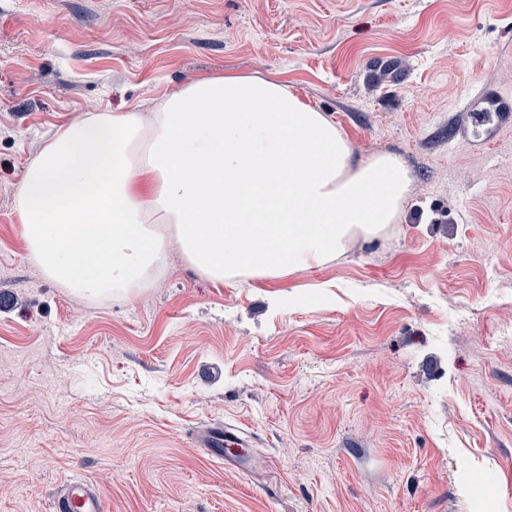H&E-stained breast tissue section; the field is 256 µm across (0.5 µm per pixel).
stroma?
I'll use <instances>...</instances> for the list:
<instances>
[{
  "mask_svg": "<svg viewBox=\"0 0 512 512\" xmlns=\"http://www.w3.org/2000/svg\"><path fill=\"white\" fill-rule=\"evenodd\" d=\"M224 70L398 156L400 223L273 283L175 254L130 299L48 280L14 205L44 143ZM491 100L512 0H0V512L76 478L104 512H512V116L470 117ZM212 422L255 435L249 466L197 442Z\"/></svg>",
  "mask_w": 512,
  "mask_h": 512,
  "instance_id": "35a3bbf8",
  "label": "stroma"
}]
</instances>
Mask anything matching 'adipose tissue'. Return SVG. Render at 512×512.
Returning <instances> with one entry per match:
<instances>
[{"label": "adipose tissue", "mask_w": 512, "mask_h": 512, "mask_svg": "<svg viewBox=\"0 0 512 512\" xmlns=\"http://www.w3.org/2000/svg\"><path fill=\"white\" fill-rule=\"evenodd\" d=\"M409 185L397 157H354L287 84L226 71L151 110L62 126L26 166L15 208L45 277L84 297L129 298L173 251L218 283L324 265L399 223Z\"/></svg>", "instance_id": "ef3b65f1"}]
</instances>
